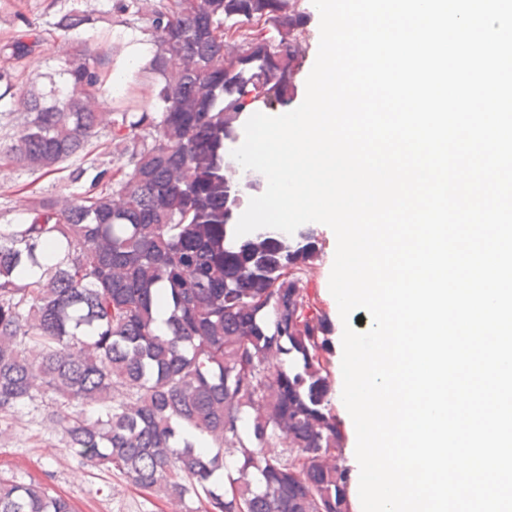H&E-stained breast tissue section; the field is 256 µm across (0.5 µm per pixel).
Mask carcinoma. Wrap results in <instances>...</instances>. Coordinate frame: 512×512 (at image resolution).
Instances as JSON below:
<instances>
[{"mask_svg":"<svg viewBox=\"0 0 512 512\" xmlns=\"http://www.w3.org/2000/svg\"><path fill=\"white\" fill-rule=\"evenodd\" d=\"M262 20L279 38L224 29ZM287 0H153L144 68L153 112L101 109L111 53L79 42L68 80L24 94L26 117L0 162L40 172L84 154L102 130L131 171L68 173L80 191H33L0 224V414L38 395L66 448L134 486L203 512H350V466L331 403V346L303 314L314 232L291 242L238 240L224 178L225 142L246 112L288 102ZM69 11L55 27L89 25ZM41 243L62 245L37 278ZM168 333L154 327L158 299ZM206 438L215 452L195 449ZM224 469V491L211 483ZM0 512H73L43 483L0 476Z\"/></svg>","mask_w":512,"mask_h":512,"instance_id":"cac0c4a2","label":"carcinoma"}]
</instances>
